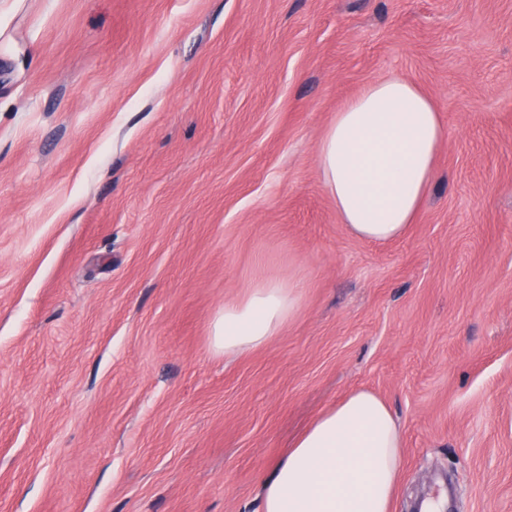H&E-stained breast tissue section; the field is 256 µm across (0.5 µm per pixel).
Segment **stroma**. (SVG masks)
Listing matches in <instances>:
<instances>
[{"instance_id":"35a3bbf8","label":"stroma","mask_w":512,"mask_h":512,"mask_svg":"<svg viewBox=\"0 0 512 512\" xmlns=\"http://www.w3.org/2000/svg\"><path fill=\"white\" fill-rule=\"evenodd\" d=\"M437 106L400 239L317 145L370 82ZM268 344H211L260 277ZM404 437L391 512H512V0H0V512H256L351 392ZM303 282L294 275L262 278L246 295L225 303L212 324V345L232 356L267 344L296 314Z\"/></svg>"}]
</instances>
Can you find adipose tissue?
I'll use <instances>...</instances> for the list:
<instances>
[{
	"mask_svg": "<svg viewBox=\"0 0 512 512\" xmlns=\"http://www.w3.org/2000/svg\"><path fill=\"white\" fill-rule=\"evenodd\" d=\"M445 128L432 102L399 77L368 84L336 112L317 146L324 187L348 231L390 241L413 224L436 178ZM303 283L262 278L225 304L215 350L267 344L296 314ZM402 432L386 403L357 390L321 413L263 482L259 512H390Z\"/></svg>",
	"mask_w": 512,
	"mask_h": 512,
	"instance_id": "1",
	"label": "adipose tissue"
}]
</instances>
